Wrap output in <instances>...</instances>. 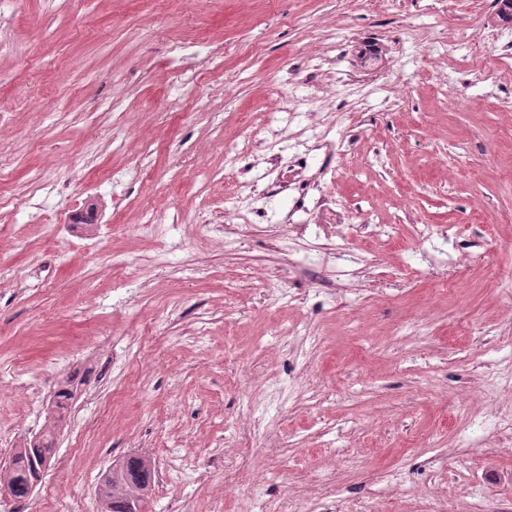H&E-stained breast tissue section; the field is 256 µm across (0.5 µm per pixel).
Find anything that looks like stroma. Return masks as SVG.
Segmentation results:
<instances>
[{
    "mask_svg": "<svg viewBox=\"0 0 512 512\" xmlns=\"http://www.w3.org/2000/svg\"><path fill=\"white\" fill-rule=\"evenodd\" d=\"M428 2L0 5V453L72 392L53 500L0 506L98 512L141 454L151 512H320L325 484L335 512H512V63L478 74L512 32L475 33L486 0ZM273 128L284 165L349 139L314 159L336 242L374 257L359 288L304 275L314 237L251 193ZM124 464L117 468L115 464L107 469L104 473L101 483L98 487V499L101 508L105 511L101 512H127L125 509L126 501L129 498L137 497L141 500L142 510L144 506L146 509L149 505L150 491L152 483L145 487L141 485L143 491H136L130 487V479L133 478L135 471L144 473L150 472L152 474V481L154 477V465L150 458L141 455H130L123 458Z\"/></svg>",
    "mask_w": 512,
    "mask_h": 512,
    "instance_id": "obj_1",
    "label": "stroma"
}]
</instances>
